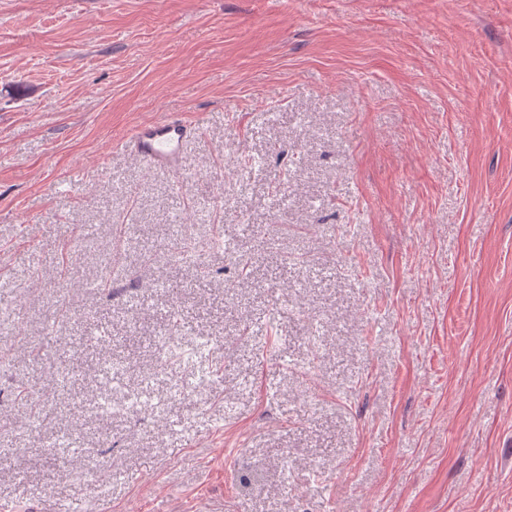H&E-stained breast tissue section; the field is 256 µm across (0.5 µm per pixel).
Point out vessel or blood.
<instances>
[{
  "label": "vessel or blood",
  "instance_id": "b4317fda",
  "mask_svg": "<svg viewBox=\"0 0 512 512\" xmlns=\"http://www.w3.org/2000/svg\"><path fill=\"white\" fill-rule=\"evenodd\" d=\"M191 133V124L181 118L149 121L131 130L124 147L129 154L146 159L155 167L175 171Z\"/></svg>",
  "mask_w": 512,
  "mask_h": 512
}]
</instances>
